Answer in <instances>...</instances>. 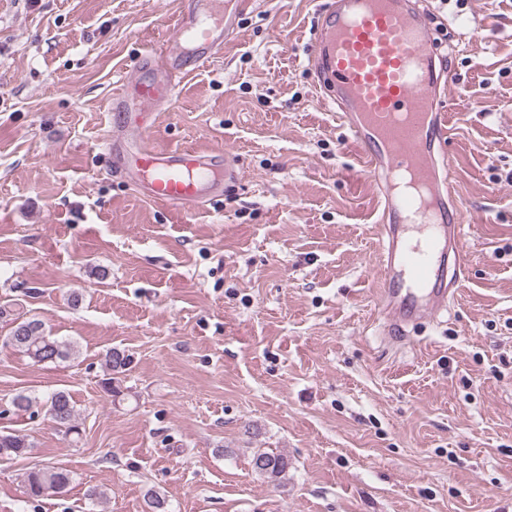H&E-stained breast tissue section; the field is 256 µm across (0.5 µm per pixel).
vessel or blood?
<instances>
[{"label":"vessel or blood","instance_id":"1","mask_svg":"<svg viewBox=\"0 0 512 512\" xmlns=\"http://www.w3.org/2000/svg\"><path fill=\"white\" fill-rule=\"evenodd\" d=\"M238 16V0H181L173 33L112 96L107 147L154 202L213 200L234 174L219 150L157 149L146 133L178 75L223 54ZM437 54L417 0H325L307 56L319 91L364 153L382 227V331L401 345L410 325L447 311L467 269Z\"/></svg>","mask_w":512,"mask_h":512}]
</instances>
